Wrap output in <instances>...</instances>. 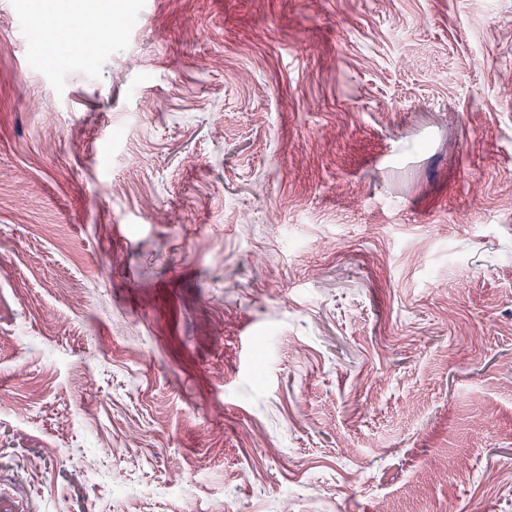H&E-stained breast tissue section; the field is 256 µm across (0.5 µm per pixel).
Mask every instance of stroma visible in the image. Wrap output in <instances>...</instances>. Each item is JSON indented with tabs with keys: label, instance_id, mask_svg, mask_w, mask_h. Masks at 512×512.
<instances>
[{
	"label": "stroma",
	"instance_id": "obj_1",
	"mask_svg": "<svg viewBox=\"0 0 512 512\" xmlns=\"http://www.w3.org/2000/svg\"><path fill=\"white\" fill-rule=\"evenodd\" d=\"M30 3L0 512H512V0Z\"/></svg>",
	"mask_w": 512,
	"mask_h": 512
}]
</instances>
